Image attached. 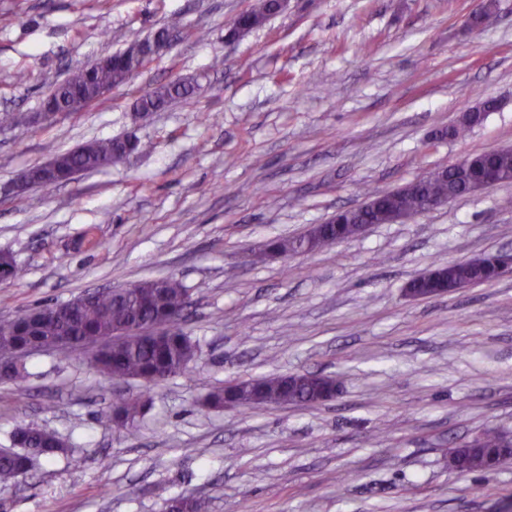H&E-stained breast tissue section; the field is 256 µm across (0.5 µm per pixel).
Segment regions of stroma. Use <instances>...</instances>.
Masks as SVG:
<instances>
[{
  "instance_id": "35a3bbf8",
  "label": "stroma",
  "mask_w": 512,
  "mask_h": 512,
  "mask_svg": "<svg viewBox=\"0 0 512 512\" xmlns=\"http://www.w3.org/2000/svg\"><path fill=\"white\" fill-rule=\"evenodd\" d=\"M251 0H0V111L36 116L69 69L125 50L180 17L176 40L100 105L0 130V320L148 278L190 290L201 345L151 393L134 427L97 419L114 393L53 352L0 383V448L20 425L71 449L0 488L7 512H512V460L459 473L449 448L512 435V274L441 297L407 283L438 264L512 251V184L288 258L303 235L367 191H389L492 147H512V0L476 28L477 0H289L244 38ZM178 78L193 103L141 123L139 95ZM499 107L465 138L464 108ZM135 133L142 153L47 192L24 169L91 140ZM336 377L313 405L202 408L213 388L270 374Z\"/></svg>"
}]
</instances>
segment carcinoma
I'll use <instances>...</instances> for the list:
<instances>
[{
  "instance_id": "carcinoma-1",
  "label": "carcinoma",
  "mask_w": 512,
  "mask_h": 512,
  "mask_svg": "<svg viewBox=\"0 0 512 512\" xmlns=\"http://www.w3.org/2000/svg\"><path fill=\"white\" fill-rule=\"evenodd\" d=\"M278 0H254L245 12L238 15L228 29V36L241 38L262 27L276 14ZM497 8V0H481L471 15L469 26H478ZM146 41L130 44L115 54L110 67L86 65L74 70L67 79L54 85L48 98L66 109L76 95L86 104L100 100L101 90L124 85L145 68ZM195 84L190 80H174L143 93L134 104V111L158 112L174 100L190 102ZM494 108V101L484 100L479 107L466 108L455 126L448 130L451 137H463L473 126L481 123L482 114ZM64 168L92 172L123 161L120 139L94 140L73 152L61 154ZM466 169L450 167L448 171L421 182L415 191H386L369 194L374 207L344 217L342 224H323L318 235L274 238L264 243L267 251L281 256L309 253L353 236L359 224H388L400 215L414 216L426 203L442 204L453 196L470 194L480 171L485 167L497 169L509 180L512 178V152L491 148L469 156ZM434 271L440 280L414 278L409 286L428 294L433 288H456L463 284L476 285L500 278L498 271L477 267L468 262H450ZM189 304V292L174 277L140 280L126 293L95 291L84 294L80 306L67 312V304L51 305L55 315L30 324L15 317L0 323V361L6 363L0 371V382L20 385L28 373L21 364V350L41 343L64 359L82 349H90L92 368L104 379H133L141 383L147 397L129 400L117 397L112 407L101 413V421L132 427L151 406L148 393L167 378L181 374L195 364L201 354L200 345L180 326ZM331 384L329 379L306 375L288 378L268 375L251 380L229 382L211 392L205 406L220 409L224 400L233 399L243 406L262 404H313L320 393ZM14 448L0 450V486L14 484L26 477L41 458L66 452L69 444L50 430L20 425L15 428ZM503 447V435L489 431L470 442L448 451V465L462 474L494 470L488 456Z\"/></svg>"
}]
</instances>
